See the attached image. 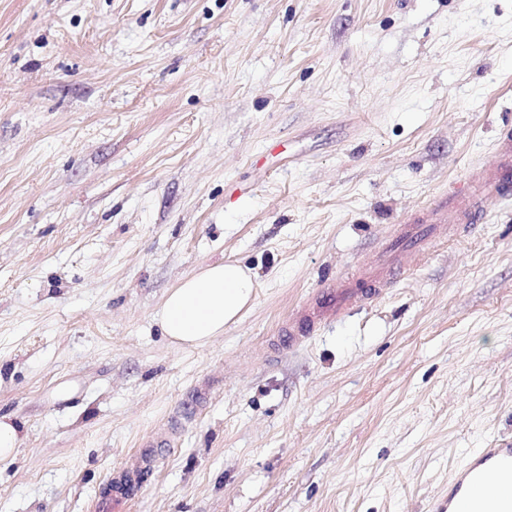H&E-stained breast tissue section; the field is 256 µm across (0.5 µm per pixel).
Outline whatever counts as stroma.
Listing matches in <instances>:
<instances>
[{"mask_svg": "<svg viewBox=\"0 0 512 512\" xmlns=\"http://www.w3.org/2000/svg\"><path fill=\"white\" fill-rule=\"evenodd\" d=\"M506 128L512 0H0V512H88L187 405L127 512H434L512 445V200L278 329ZM223 259L253 304L171 343ZM251 272L235 261H219L182 279L166 296L162 328L173 343L202 345L236 322L254 298ZM20 444V432L7 417H0V460L15 456Z\"/></svg>", "mask_w": 512, "mask_h": 512, "instance_id": "35a3bbf8", "label": "stroma"}]
</instances>
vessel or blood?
I'll use <instances>...</instances> for the list:
<instances>
[{
	"instance_id": "vessel-or-blood-1",
	"label": "vessel or blood",
	"mask_w": 512,
	"mask_h": 512,
	"mask_svg": "<svg viewBox=\"0 0 512 512\" xmlns=\"http://www.w3.org/2000/svg\"><path fill=\"white\" fill-rule=\"evenodd\" d=\"M497 154L494 167L471 169L464 188L440 195L425 212L402 224L376 267L360 270L353 279L323 282L296 315L280 327V336L289 343H300L324 323L380 295L389 287L391 275L403 253L422 247L438 232L447 211L456 212L459 230L465 233L480 219L488 199L512 198L511 130L501 132ZM165 445V440L161 439L144 446L136 454L132 465L136 475L151 471L159 448ZM450 487L447 501L437 504L439 512H484V503L488 500L494 502V512H512V447L477 449L473 464L460 473ZM135 490L132 484L111 486L109 491L100 493L93 500V512H124Z\"/></svg>"
}]
</instances>
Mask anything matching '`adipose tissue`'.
I'll return each mask as SVG.
<instances>
[{"label":"adipose tissue","instance_id":"1","mask_svg":"<svg viewBox=\"0 0 512 512\" xmlns=\"http://www.w3.org/2000/svg\"><path fill=\"white\" fill-rule=\"evenodd\" d=\"M251 272L234 261H219L182 279L166 296L162 328L173 343L202 345L223 334L254 298Z\"/></svg>","mask_w":512,"mask_h":512}]
</instances>
